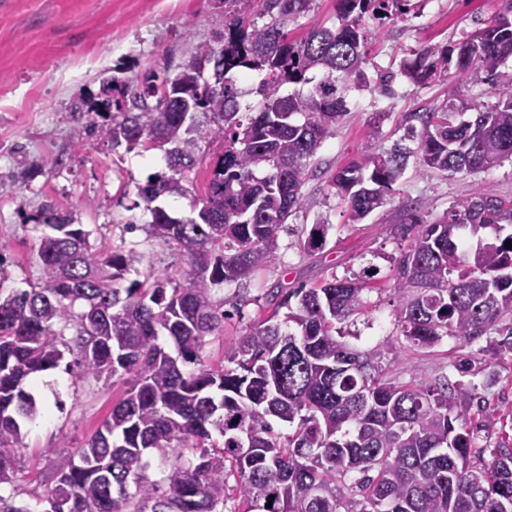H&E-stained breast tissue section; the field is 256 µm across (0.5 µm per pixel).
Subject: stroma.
<instances>
[{"mask_svg":"<svg viewBox=\"0 0 512 512\" xmlns=\"http://www.w3.org/2000/svg\"><path fill=\"white\" fill-rule=\"evenodd\" d=\"M500 7L501 0H417L405 20L369 39L364 69L372 79L396 72L394 94L348 90V114L325 141L319 172L302 188L306 210L293 218L290 232L281 233L274 263L250 280L225 285L224 307L234 315L225 320L223 336L207 337L205 359L222 361L226 343L273 311V288L361 276L368 286L367 312L346 325L349 344L393 343L386 354L391 370L423 384L447 365L454 339L443 340L429 353L403 347L392 286L396 262L411 241L393 238L391 225L406 207L416 208L432 223L454 201L489 189L512 198V162L449 177L409 161L386 209L359 221L334 194L329 179L350 161L386 153L397 143L411 145V113L456 97L492 103L486 85L463 75L454 73L418 88L400 69L420 46L459 41ZM223 32L224 11L215 0H0V240L7 244L0 254V290L40 283L41 208L51 200L68 206L98 250L119 249L132 256L127 281L142 282L163 271L174 282L185 280L189 266L182 253L145 232L150 214L137 195L139 185L165 171L163 153L104 142L89 132L85 117L72 106L78 101L88 108L101 105L106 99L103 84L112 76L175 75L191 55L216 47ZM223 152L222 142L199 140L197 165L185 181L187 196L166 201L177 215H191ZM319 218L329 223L327 242L310 252L303 230ZM492 370L499 380L489 386L485 377ZM470 380L487 402L483 424L497 432L499 416L512 408V361L482 365ZM127 387V376L97 380L74 366L44 374L35 393L51 413L29 425L25 446L18 451L16 480L0 486V495L16 497L33 512H46L55 473L85 446Z\"/></svg>","mask_w":512,"mask_h":512,"instance_id":"obj_1","label":"stroma"}]
</instances>
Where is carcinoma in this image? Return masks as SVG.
<instances>
[{
	"label": "carcinoma",
	"mask_w": 512,
	"mask_h": 512,
	"mask_svg": "<svg viewBox=\"0 0 512 512\" xmlns=\"http://www.w3.org/2000/svg\"><path fill=\"white\" fill-rule=\"evenodd\" d=\"M216 2L226 13L216 63L223 87L206 86L200 52L173 78H110L122 89L111 122L86 110L101 138L164 153L167 172L138 195L151 214L146 232L184 253L189 277L174 285L158 274L147 286L117 287L128 271L123 251H96L66 205L45 204L42 283L0 293V485L14 483L24 426L43 412L30 385L68 352L88 376L133 381L57 474L48 512H224L230 476L242 512H512V410L501 415L495 445L480 444L472 409L485 407L464 380L480 354L512 358V232L503 234L512 229V199L488 190L429 224L414 209L393 230L404 238L419 225L395 269L400 336L413 351L455 339L448 366L458 379L404 382L386 368L385 348L343 341L336 325L366 306V285L355 278L280 289L271 315L231 343L225 363L203 359L205 338L224 331L218 292L272 263L288 220L306 208L302 187L348 112L349 86L391 91L393 73L372 81L362 69L369 23L411 12V0H337L336 23L293 42L285 27L312 0H263L271 17L263 26L229 13L236 0ZM511 57L512 0H502L483 26L457 43L419 48L400 74L422 86L453 68L484 84ZM247 70L266 78L261 111L244 121L235 74ZM285 84L311 89L282 94ZM492 89L490 107L450 101L410 115L424 169L471 174L512 161V81ZM203 138L224 142L201 200L206 214L174 217L157 201L188 192ZM409 154L398 144L334 173L330 185L353 218L384 209ZM465 228H490L495 241L469 251ZM325 231L324 221L313 224L307 249L321 248ZM71 321L70 343L56 325ZM274 421L294 431L277 432ZM149 453L168 462L160 484L146 474Z\"/></svg>",
	"instance_id": "1"
}]
</instances>
